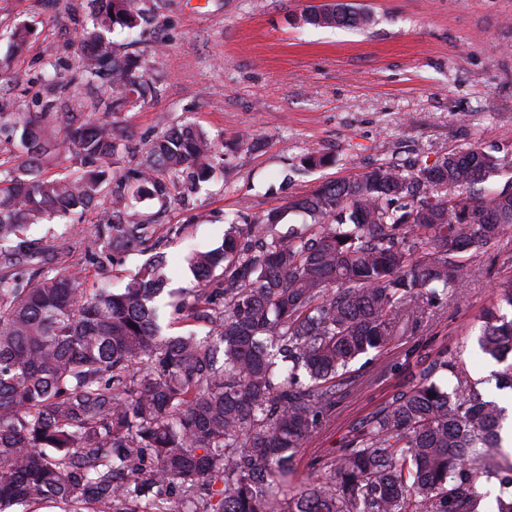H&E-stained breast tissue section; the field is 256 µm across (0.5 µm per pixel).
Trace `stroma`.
Returning a JSON list of instances; mask_svg holds the SVG:
<instances>
[{
  "label": "stroma",
  "instance_id": "stroma-1",
  "mask_svg": "<svg viewBox=\"0 0 512 512\" xmlns=\"http://www.w3.org/2000/svg\"><path fill=\"white\" fill-rule=\"evenodd\" d=\"M311 2L140 0L149 17L140 46L150 51L160 92L119 118L129 146L119 175L132 180L147 144L176 124L202 127L224 157L194 192L177 186L168 200L139 202L149 232L112 249L109 259L92 260L72 245L93 233L96 212L76 224L31 226L29 235L49 244L51 267L79 272L87 289H119L162 253L170 289H188L194 277L187 256L222 243L226 214L284 206L383 160H432L474 144L501 157L512 174V0H347L373 16L366 33L293 23ZM17 19L32 26L29 47L11 56L0 37V105L50 96L46 54L71 75L89 7L87 0H22ZM311 153L336 162L281 190L282 173ZM506 275L512 238L472 267L462 297L430 306L417 333L362 356L361 379L303 449L294 486L316 479L339 455L349 426L391 398L419 354L448 347L483 396L511 399L496 388L495 365L476 338L494 283Z\"/></svg>",
  "mask_w": 512,
  "mask_h": 512
}]
</instances>
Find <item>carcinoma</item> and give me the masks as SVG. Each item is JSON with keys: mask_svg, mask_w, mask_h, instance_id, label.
<instances>
[{"mask_svg": "<svg viewBox=\"0 0 512 512\" xmlns=\"http://www.w3.org/2000/svg\"><path fill=\"white\" fill-rule=\"evenodd\" d=\"M296 21L374 23L336 2ZM145 22L138 0H92L75 76L49 55L43 79L56 94L33 111L0 113V135L19 136L24 151L15 166L0 162V512H481L493 486L497 512H512L506 408L479 397L446 347L418 355L408 384L350 427L328 469L288 489L321 419L359 381L358 359L416 331L422 301L462 294L477 258L512 236V177L491 181L501 160L482 148L326 181L289 201L310 223L286 236L273 233L276 209L227 219L219 247L190 254L196 284L180 295L213 324L205 336L166 334L160 254L119 290H87L47 267V244L29 225L107 201L94 233L78 240L100 256L145 228L133 200L165 198L168 182L213 172L212 139L188 125L146 147L131 194L102 167L127 152L117 118L158 92L145 53L112 41ZM28 35L26 24L8 32L12 53ZM79 85L94 96L75 102ZM63 152L75 156L71 170L42 176ZM333 162L308 154L299 169ZM495 295L477 342L498 365V387L512 390V276Z\"/></svg>", "mask_w": 512, "mask_h": 512, "instance_id": "carcinoma-1", "label": "carcinoma"}]
</instances>
